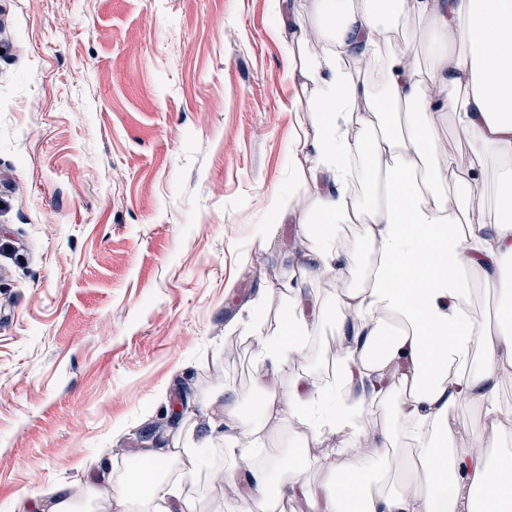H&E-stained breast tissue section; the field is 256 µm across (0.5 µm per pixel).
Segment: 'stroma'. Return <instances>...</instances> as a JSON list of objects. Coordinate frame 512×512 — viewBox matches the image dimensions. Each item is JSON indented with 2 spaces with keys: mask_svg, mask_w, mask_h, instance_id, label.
I'll list each match as a JSON object with an SVG mask.
<instances>
[{
  "mask_svg": "<svg viewBox=\"0 0 512 512\" xmlns=\"http://www.w3.org/2000/svg\"><path fill=\"white\" fill-rule=\"evenodd\" d=\"M311 18L310 0H0V512L214 420L232 466L253 320L282 329L286 281L329 294L298 231L313 198L292 148L319 129L289 71L309 46L279 33ZM280 188L299 209L262 236ZM334 340L322 328L276 390L325 372ZM267 431L261 455L300 451L311 481L344 443ZM184 494L239 507L234 484Z\"/></svg>",
  "mask_w": 512,
  "mask_h": 512,
  "instance_id": "obj_1",
  "label": "stroma"
}]
</instances>
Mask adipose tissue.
Listing matches in <instances>:
<instances>
[{
  "label": "adipose tissue",
  "mask_w": 512,
  "mask_h": 512,
  "mask_svg": "<svg viewBox=\"0 0 512 512\" xmlns=\"http://www.w3.org/2000/svg\"><path fill=\"white\" fill-rule=\"evenodd\" d=\"M311 11L321 51L299 72L315 92L321 132L309 167L314 201L299 232L316 273L348 281L338 297L314 303L286 284L283 331L256 334L263 373L254 390L263 415L286 409L312 440L340 435L346 445L315 488L301 479L302 453L256 461L265 424L255 420L243 442L225 444L246 473L224 479L247 486L238 512H274L282 489L306 512H512V450L501 445L512 412L499 403L512 377V0H312ZM412 16L426 29L425 68L383 50L392 27ZM355 52L380 65L379 81L349 72L343 59ZM382 110L392 127L377 133L372 118ZM340 114L360 117V136L341 131ZM445 115L471 143L461 174L436 131ZM491 161L495 203L474 221L470 201ZM321 175L334 192H321ZM362 250L372 260L360 268ZM481 287L500 296L491 332L474 308ZM328 322L338 385L302 372L277 395L270 377L291 368ZM463 404L480 408L479 424L458 425ZM375 409L383 425L370 440L362 421ZM408 428L409 454L395 456ZM203 461L201 448H171L167 476L121 475L118 512H192L179 486Z\"/></svg>",
  "instance_id": "adipose-tissue-1"
}]
</instances>
